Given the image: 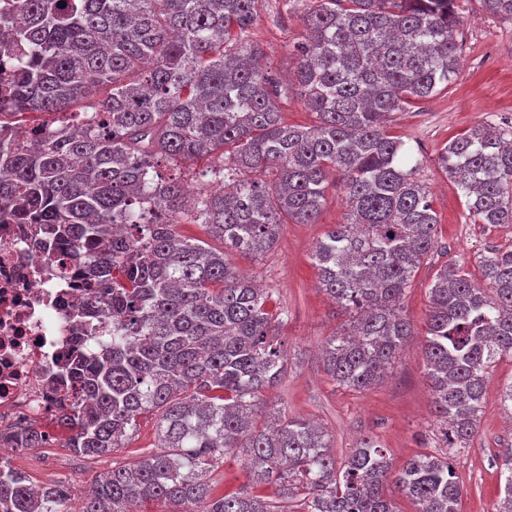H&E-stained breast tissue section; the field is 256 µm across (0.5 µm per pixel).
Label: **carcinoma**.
<instances>
[{
    "instance_id": "carcinoma-1",
    "label": "carcinoma",
    "mask_w": 512,
    "mask_h": 512,
    "mask_svg": "<svg viewBox=\"0 0 512 512\" xmlns=\"http://www.w3.org/2000/svg\"><path fill=\"white\" fill-rule=\"evenodd\" d=\"M260 0H10L0 7V215L31 225L32 246L59 269L79 259L89 329L57 380L56 434L9 440L94 457L124 447L138 418L159 414L158 451L112 470L78 512H140L146 501L184 512H460L448 456L393 467L371 437L341 465L320 426L264 411L261 396L288 372L276 339L284 311L229 254L259 258L285 224L316 223L328 179L346 190L311 261L350 315L322 347L337 385L383 381L413 325L407 288L438 247L428 192L405 168L391 115L448 87L461 68L456 0H305L292 46L294 84L312 126L280 111L277 81L251 37ZM512 20V0H480ZM206 159L185 207L175 166ZM441 168L483 224H512V126L480 124L453 139ZM198 224L216 250L181 234ZM481 280L443 265L429 288L423 351L449 448H466L489 369L512 357V246L479 258ZM107 290L106 307L96 290ZM241 455L271 496L214 495L211 473ZM496 512H512V448L502 453ZM62 484L36 487L0 459V512H59Z\"/></svg>"
}]
</instances>
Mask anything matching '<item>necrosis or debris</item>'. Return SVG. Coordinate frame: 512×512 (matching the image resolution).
Here are the masks:
<instances>
[{
  "mask_svg": "<svg viewBox=\"0 0 512 512\" xmlns=\"http://www.w3.org/2000/svg\"><path fill=\"white\" fill-rule=\"evenodd\" d=\"M81 291L75 269L52 273L27 227L0 224V429L40 424L57 410L51 379L72 337Z\"/></svg>",
  "mask_w": 512,
  "mask_h": 512,
  "instance_id": "1",
  "label": "necrosis or debris"
}]
</instances>
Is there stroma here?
<instances>
[{"label": "stroma", "instance_id": "obj_1", "mask_svg": "<svg viewBox=\"0 0 512 512\" xmlns=\"http://www.w3.org/2000/svg\"><path fill=\"white\" fill-rule=\"evenodd\" d=\"M457 36L463 41L458 77L440 93L412 102L393 115L391 135L409 148L407 165H418L417 176L426 186L438 218V251L415 274L403 299L402 311L414 334L387 378L365 391L335 385L325 376L319 360L322 342L344 320L318 288L310 255L331 225L344 223L347 203L343 185L331 177L316 223L284 225L275 247L260 258L232 255L231 261L269 292L276 308L288 319L279 339L288 354L290 369L275 389L266 392L263 405L280 409L289 418L311 419L329 433L337 461H344L357 441L376 438L393 465L442 452L441 434L426 374L421 342L429 310L428 289L440 265L453 261L477 272L484 250L512 245V225L491 227L470 215L466 199L454 179L439 166L444 145L481 123H512V23L484 12L479 0H458ZM301 9L284 0H262L253 29L263 43L268 70L280 82L290 80L296 60L289 54L303 34ZM512 383V358L503 357L487 383L483 413L468 448L449 455L463 486L461 512H494L499 500L500 464L504 448L512 446V424L501 409L503 388ZM155 414L142 415L124 447L88 458L55 442L48 448H18L11 464L34 483L63 482L80 499L112 467L138 461L156 451Z\"/></svg>", "mask_w": 512, "mask_h": 512}]
</instances>
